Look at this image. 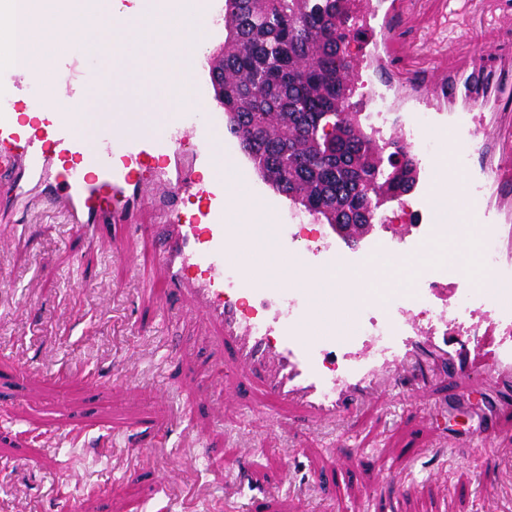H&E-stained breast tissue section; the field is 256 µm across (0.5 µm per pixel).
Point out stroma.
<instances>
[{"mask_svg":"<svg viewBox=\"0 0 512 512\" xmlns=\"http://www.w3.org/2000/svg\"><path fill=\"white\" fill-rule=\"evenodd\" d=\"M400 2V77L512 53V0ZM102 236L90 248L44 204L0 248V512H512V457L501 454L512 408L490 413L489 355L473 360L464 406L444 389V424L403 392L333 422H269L248 411L258 390L215 380L210 326L145 293L163 277L151 237L111 226ZM69 427L81 443L62 438ZM480 428L486 447L458 456L449 433ZM234 459L248 484L220 469ZM401 478L418 489L401 494ZM64 480L100 492L72 502Z\"/></svg>","mask_w":512,"mask_h":512,"instance_id":"obj_1","label":"stroma"}]
</instances>
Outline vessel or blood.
<instances>
[{
    "mask_svg": "<svg viewBox=\"0 0 512 512\" xmlns=\"http://www.w3.org/2000/svg\"><path fill=\"white\" fill-rule=\"evenodd\" d=\"M182 12L204 23L208 33L224 27L223 0H179ZM394 0H364L352 22L338 20L337 33L367 36L362 63L373 80L361 94L362 111L371 113L377 131L402 140L407 148L432 136L448 144L455 171L476 204L467 208L456 187L431 153L422 152L412 191L417 199L414 223L387 236L383 210L373 214L369 242L362 255L351 257L336 246L335 232L297 246L290 224H231L224 179L214 174L212 148L224 130L222 113L199 123L194 113H181L162 132L145 125L118 129L100 125L86 139L69 120L85 108L93 77L78 52L63 51L50 67L15 62L0 72V242H8L10 216L37 201L65 210L71 224L100 243L99 230L129 224L148 191H160L155 226V262L167 273L153 286L159 301L185 298L194 312L220 331L221 359L231 360L241 374L260 386L263 399L256 412L276 419L288 406L306 423H322L350 414L385 388L424 392L436 362L452 363L459 376L470 373L472 349L485 338L483 324L499 328L493 347L495 369L512 384V294L500 288H459L450 268H439L432 287H421L396 303L381 302L384 330L367 329L364 289L340 288L330 272H359L375 255L397 259L448 237L452 224H468L459 251H469L485 237L512 242V209L493 204L507 185L504 170L473 171L467 143L483 126V115L498 109L501 85L485 68L445 75L442 82L404 92L386 76L387 38ZM428 117L427 128L414 122ZM270 237L262 276L246 264L229 265L231 249L258 237ZM294 268L282 267V259ZM465 296L472 324L458 320L452 300ZM433 302V317L421 318L417 305ZM354 313L358 325L344 327L338 313ZM317 324L321 335L309 327ZM337 360L340 374L327 370Z\"/></svg>",
    "mask_w": 512,
    "mask_h": 512,
    "instance_id": "1",
    "label": "vessel or blood"
}]
</instances>
